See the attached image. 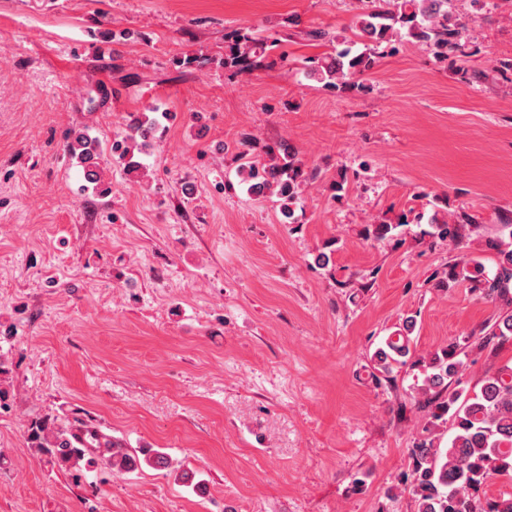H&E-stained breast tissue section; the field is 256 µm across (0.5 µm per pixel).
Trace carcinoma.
<instances>
[{
    "label": "carcinoma",
    "mask_w": 512,
    "mask_h": 512,
    "mask_svg": "<svg viewBox=\"0 0 512 512\" xmlns=\"http://www.w3.org/2000/svg\"><path fill=\"white\" fill-rule=\"evenodd\" d=\"M369 3L371 7L358 20L361 35L367 40L364 49L354 53L346 48L311 59L309 77L333 89L364 91L366 86L360 78L376 66L381 55L379 48L395 51L397 38L402 35L429 50L441 62L466 55L467 25L455 17L452 0ZM277 45L276 38L243 29L236 33L229 54L224 56V69L237 70L243 64L262 59L267 50ZM142 137V123L129 125L122 156L130 155L132 145ZM247 147L243 152L247 161L240 173L250 192L276 194L283 202L284 215L292 218V205L300 199L310 174L289 145H281L278 154L271 155L268 162L256 159L254 143ZM65 151L83 164L88 183L101 193L109 191L97 162L103 152L98 139L80 133L66 143ZM427 224L430 230L423 235L448 242L460 251L468 250L471 238L482 230L480 224H460L441 217L437 209L429 214ZM406 225L408 219L403 215L394 224H365L360 235L377 244L396 241ZM503 228L509 230L508 239L497 237L487 241L496 256L494 272H487L482 261L470 255L448 267L435 283L437 288H449L467 282L472 291L501 303L502 310L484 328V334L475 338L481 348L512 338V225L505 224ZM415 327L414 318L404 319L376 349L373 362L374 370L386 380L398 367L423 368V379L415 390L429 409V421L425 434L410 448L411 469L404 476L418 503V512H512V496L494 498L486 492L491 480L512 478V367L485 376L479 388L470 390L463 381L469 338L425 355L418 354L412 340ZM449 422L454 434L444 443L441 429ZM29 440L49 463L62 469L78 471L83 465H100L113 471H130L141 460L155 468L168 465L164 453L145 451L140 460L111 436L79 420L70 425L36 421L29 428ZM87 448H103L105 452L88 457Z\"/></svg>",
    "instance_id": "carcinoma-1"
}]
</instances>
